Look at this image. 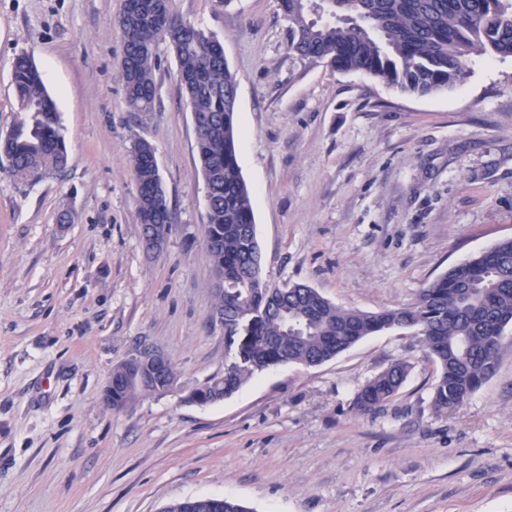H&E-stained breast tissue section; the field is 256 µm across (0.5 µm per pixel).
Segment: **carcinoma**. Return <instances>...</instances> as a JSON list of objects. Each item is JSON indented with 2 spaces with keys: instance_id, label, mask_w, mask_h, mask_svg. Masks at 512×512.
I'll return each mask as SVG.
<instances>
[{
  "instance_id": "carcinoma-1",
  "label": "carcinoma",
  "mask_w": 512,
  "mask_h": 512,
  "mask_svg": "<svg viewBox=\"0 0 512 512\" xmlns=\"http://www.w3.org/2000/svg\"><path fill=\"white\" fill-rule=\"evenodd\" d=\"M138 24L127 28L129 7L117 23L126 28L121 78L134 112L151 110L155 98V49L171 47L180 86L197 116V150L208 190L204 242L210 245L213 281L224 293L212 309L224 311V335L245 336L241 323L260 322L250 359L224 365V373L198 390L202 405L234 394L255 374L280 365L313 367L333 359L367 336L406 330L418 337L439 366L431 397L438 416H450L494 372L501 337L512 328V238L449 267L420 290L411 304L377 313L338 306L304 282L280 285L262 276L250 190L238 163L237 82L212 33L177 17L174 0H134ZM288 19L289 51L338 72H360L399 91L428 96L449 91L468 72L472 56L512 57V0H279ZM12 84L24 117L0 135V154L13 172L37 176L67 163L56 107L27 54L17 56ZM131 147L139 220L156 211L172 230L159 167ZM411 369L398 360L357 392L359 415L383 408ZM112 385V408L122 410L147 395L166 393L168 380L137 383L123 364ZM180 512H247L226 498L218 509L181 505Z\"/></svg>"
}]
</instances>
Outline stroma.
Listing matches in <instances>:
<instances>
[{
  "mask_svg": "<svg viewBox=\"0 0 512 512\" xmlns=\"http://www.w3.org/2000/svg\"><path fill=\"white\" fill-rule=\"evenodd\" d=\"M122 0H0V132L27 53L56 102L64 169L33 179L0 156V512H162L188 497L248 512H512V330L491 377L452 417L430 405L434 360L403 330L315 367L282 365L232 397L186 394L231 356L210 318L206 183L174 55L131 111L119 70ZM214 33L237 79V152L263 274L379 312L512 238V58L473 56L452 90L412 96L288 50L277 0H176ZM156 148L174 216L147 253L130 163ZM162 351L176 390L114 410L104 388L137 348ZM411 371L380 411L361 386ZM411 366L409 361L401 359L369 379L353 400L355 413L370 414L389 403L406 380Z\"/></svg>",
  "mask_w": 512,
  "mask_h": 512,
  "instance_id": "obj_1",
  "label": "stroma"
}]
</instances>
